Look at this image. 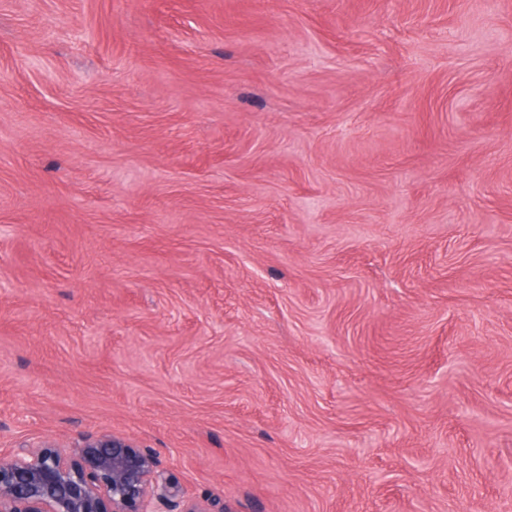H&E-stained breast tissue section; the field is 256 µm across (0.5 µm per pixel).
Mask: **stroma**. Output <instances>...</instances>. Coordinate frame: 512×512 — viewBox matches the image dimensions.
Listing matches in <instances>:
<instances>
[{"mask_svg": "<svg viewBox=\"0 0 512 512\" xmlns=\"http://www.w3.org/2000/svg\"><path fill=\"white\" fill-rule=\"evenodd\" d=\"M89 434L512 512V0H0V453Z\"/></svg>", "mask_w": 512, "mask_h": 512, "instance_id": "stroma-1", "label": "stroma"}]
</instances>
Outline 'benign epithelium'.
Wrapping results in <instances>:
<instances>
[{"mask_svg":"<svg viewBox=\"0 0 512 512\" xmlns=\"http://www.w3.org/2000/svg\"><path fill=\"white\" fill-rule=\"evenodd\" d=\"M175 497L154 458L123 437L0 454V512H155L153 502Z\"/></svg>","mask_w":512,"mask_h":512,"instance_id":"1","label":"benign epithelium"}]
</instances>
